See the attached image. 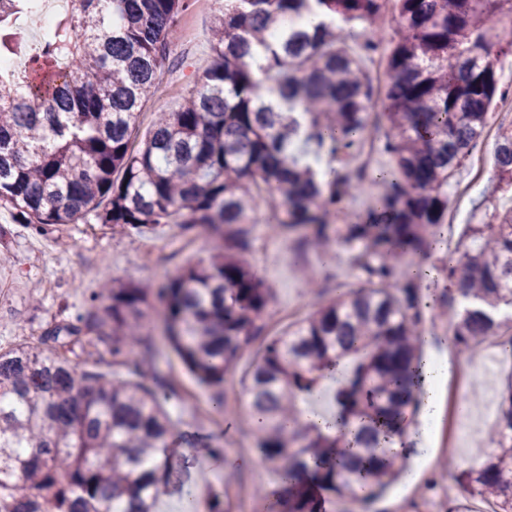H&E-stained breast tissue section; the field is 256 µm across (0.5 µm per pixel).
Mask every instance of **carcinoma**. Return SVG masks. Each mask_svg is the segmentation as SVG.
<instances>
[{"label":"carcinoma","mask_w":512,"mask_h":512,"mask_svg":"<svg viewBox=\"0 0 512 512\" xmlns=\"http://www.w3.org/2000/svg\"><path fill=\"white\" fill-rule=\"evenodd\" d=\"M224 0L212 26V60L196 89L161 112L138 149L131 131L161 88L173 33L191 0H67L31 69L0 70V207L41 229L91 216L126 233L161 224L217 232L249 224L257 199L271 220L327 257L348 249L365 276L288 326L256 354L245 377L248 415L268 467L312 471L316 488L369 502L400 474L386 447L421 384L422 315L415 285L401 279L410 252L428 254L448 215V187L488 127L499 53L512 48V0ZM36 0H0V55L21 49L18 19ZM318 9L330 23L278 30L286 17ZM359 41L352 51L348 39ZM386 50L379 151L389 180L365 223L345 202L365 177L316 161L353 155L370 117L366 59ZM266 64H256L264 53ZM495 175L512 190V125L498 128ZM122 172L119 180L114 173ZM478 222L455 245L448 278L449 348L463 355L512 338V205L478 203ZM109 300L70 337L96 333L112 372L80 371L54 330L0 349V512H157L170 466L159 456L173 421L156 355L143 342L158 304L164 340L205 388L224 385L239 351L263 329L270 289L234 247L155 287L106 280ZM334 383L329 421H303L308 400ZM495 453L460 471L469 498L512 512V380L491 437ZM206 512H224L209 487ZM281 512H325L297 484Z\"/></svg>","instance_id":"carcinoma-1"}]
</instances>
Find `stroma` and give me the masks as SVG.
Segmentation results:
<instances>
[{"label": "stroma", "instance_id": "stroma-1", "mask_svg": "<svg viewBox=\"0 0 512 512\" xmlns=\"http://www.w3.org/2000/svg\"><path fill=\"white\" fill-rule=\"evenodd\" d=\"M223 4L224 0H213L205 9L191 7L182 19L174 49L178 65L165 73L164 93L143 108L132 131V143L143 141L157 114L176 110L181 99L193 90L196 76L211 61V27ZM485 198L504 205L512 201L511 195L495 189L490 180L465 199H450L448 209L453 221L440 227V243L428 258H405L404 272H413L418 264L428 271L416 282L425 336L423 351L448 345L442 328L448 323V297L454 294L455 287L439 274L438 268L447 264L449 248L454 247L467 224L473 223L475 206ZM240 237L244 243L242 256L271 290L263 338L287 330L313 311L316 304L331 299L337 288L356 290L364 284L344 249H337L332 258L325 260L310 252L301 253L295 238L272 224L242 225ZM213 244L212 238H199L194 230L183 232L175 224H163L142 234H120L91 219L52 225L39 232L19 223L13 209L0 207V348L7 349L25 337L76 323L79 315L90 311L91 299L100 291L103 280L158 284L182 267L207 258ZM305 272L320 283V292H308L301 279ZM162 329L161 319L154 312L142 333L157 349L162 380L175 383L176 391L169 396L165 408L176 423L174 436L182 452L170 458V481L160 497L159 512H184L187 499L201 496L208 485L223 490L229 512H278L275 485L280 475L262 468L254 427L239 398L252 352L243 351L226 374L224 401L217 404L212 391L201 389L166 346ZM191 393L210 403L213 419L198 416L187 399ZM205 448L222 449L223 462L202 456ZM488 451V445L479 439L464 444L453 454L428 445L425 473L412 483L400 480L394 488L386 489L373 503L374 512H388L398 489L406 490L412 503H419L438 486L454 482L463 462ZM242 457L250 460V467H239Z\"/></svg>", "mask_w": 512, "mask_h": 512}]
</instances>
